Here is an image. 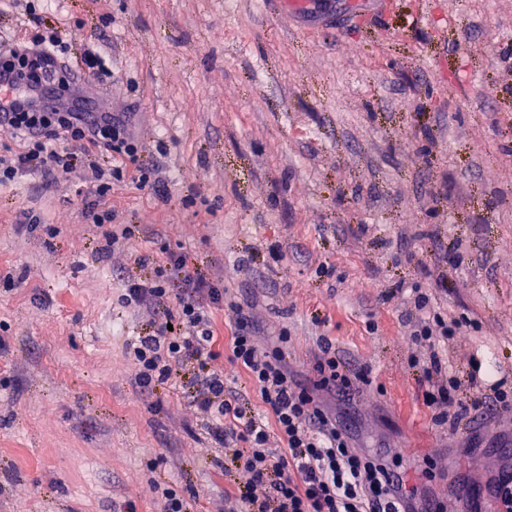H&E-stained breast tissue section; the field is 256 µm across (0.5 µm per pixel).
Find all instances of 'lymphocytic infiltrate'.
<instances>
[{"instance_id":"obj_1","label":"lymphocytic infiltrate","mask_w":512,"mask_h":512,"mask_svg":"<svg viewBox=\"0 0 512 512\" xmlns=\"http://www.w3.org/2000/svg\"><path fill=\"white\" fill-rule=\"evenodd\" d=\"M11 80L25 85L28 107L1 112L0 130L27 146L11 156L0 154V186L39 169L72 172L88 164L91 151L99 149L108 153L109 165L89 166L95 194L106 197L140 150L127 122L109 112L41 111L40 87L18 74ZM177 285L182 288L178 329L168 330L161 322L153 335L138 337L132 344L136 382L150 390L168 383L180 369H197L193 397L197 415L207 420L219 443L235 436L244 442L234 449L233 462L248 482L243 491L225 494L228 512H441L440 505L420 501L385 456L357 446L342 421L323 408L317 391L348 397L355 381L366 378L362 372L350 374L332 344L322 343L314 365L317 379L308 386L289 372L280 348L259 347L246 317H236L231 336L219 341L209 310L223 303V286L191 275L182 254H168L150 278L129 281L122 302L156 314ZM429 304L428 296L415 295L417 315L410 335L432 348L459 336L461 324L428 313ZM224 349L258 393L263 415L246 414L227 398L224 372L215 366ZM411 365L421 369L426 381L425 403L435 407L438 420L451 428H459L466 419L512 408V390L498 385L492 393L460 399L458 379L443 375L438 357L425 365L415 358Z\"/></svg>"}]
</instances>
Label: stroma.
<instances>
[{
    "instance_id": "1",
    "label": "stroma",
    "mask_w": 512,
    "mask_h": 512,
    "mask_svg": "<svg viewBox=\"0 0 512 512\" xmlns=\"http://www.w3.org/2000/svg\"><path fill=\"white\" fill-rule=\"evenodd\" d=\"M383 2L0 0L1 39L57 29L74 94L127 113L141 150L103 206L145 227L116 267L87 171L0 187V512H160L163 486L216 512L245 483L195 414L192 369L135 384L150 327L121 296L167 249L223 276L302 382L323 337L367 370L326 397L362 448L433 500L495 512L512 410L436 424L408 361L512 387V0ZM89 49L104 69L83 83ZM415 287L459 338L412 341Z\"/></svg>"
}]
</instances>
